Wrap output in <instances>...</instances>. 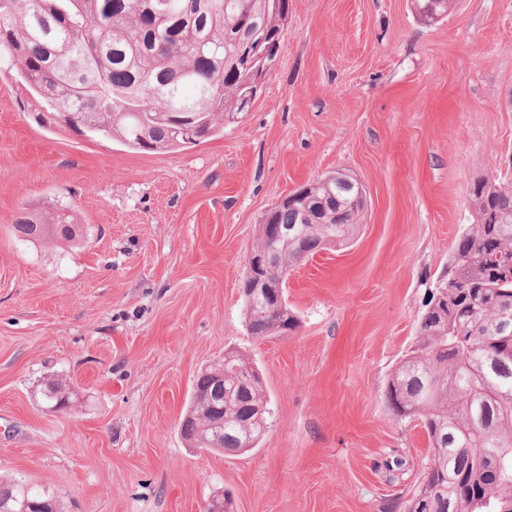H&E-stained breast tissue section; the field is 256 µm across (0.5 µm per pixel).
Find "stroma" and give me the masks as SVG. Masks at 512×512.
I'll return each mask as SVG.
<instances>
[{
	"label": "stroma",
	"mask_w": 512,
	"mask_h": 512,
	"mask_svg": "<svg viewBox=\"0 0 512 512\" xmlns=\"http://www.w3.org/2000/svg\"><path fill=\"white\" fill-rule=\"evenodd\" d=\"M276 69L248 112L164 153L46 119L0 59V477L64 512H388L429 456L388 381L472 221L469 189L512 165V0H288ZM347 170L367 190L349 247L288 270L297 318L255 340L240 282L266 212ZM68 208L76 244L22 240L20 209ZM260 373L257 448L191 447L197 374L226 352ZM72 391L43 402L44 384ZM406 473L388 483L384 461Z\"/></svg>",
	"instance_id": "obj_1"
}]
</instances>
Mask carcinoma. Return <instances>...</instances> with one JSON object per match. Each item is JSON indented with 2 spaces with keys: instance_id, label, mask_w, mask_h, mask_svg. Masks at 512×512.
<instances>
[{
  "instance_id": "obj_1",
  "label": "carcinoma",
  "mask_w": 512,
  "mask_h": 512,
  "mask_svg": "<svg viewBox=\"0 0 512 512\" xmlns=\"http://www.w3.org/2000/svg\"><path fill=\"white\" fill-rule=\"evenodd\" d=\"M288 0H0V54L11 57L54 115L93 135L162 152L209 138L224 127L239 86L242 42L250 22L270 39L283 36ZM469 191L473 222L457 236L448 260L454 293L427 301L415 348L388 383L394 414L421 422L430 455L406 512H512V179ZM352 191L335 182L302 192L271 213L313 246H345L359 219L347 222ZM14 233L29 242H71L70 216L23 210ZM251 335L280 333L263 303L246 307ZM253 364L236 354L224 367L198 373L184 438L211 453H245L267 432L270 414L245 404L264 392ZM224 374V399L199 415L201 394ZM54 407L69 402L60 382L43 391ZM500 459L497 473L492 461ZM30 512H59L55 496L18 480L0 481V501Z\"/></svg>"
}]
</instances>
